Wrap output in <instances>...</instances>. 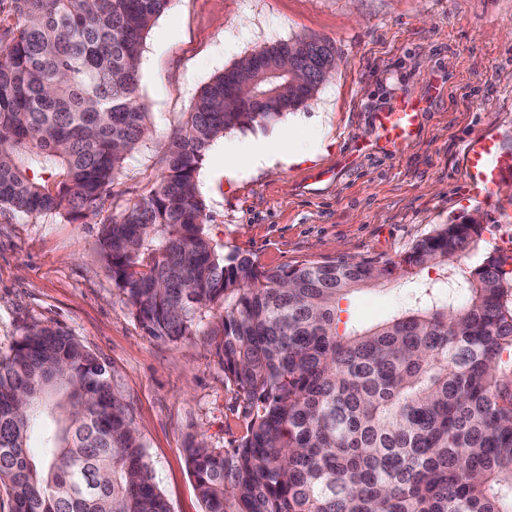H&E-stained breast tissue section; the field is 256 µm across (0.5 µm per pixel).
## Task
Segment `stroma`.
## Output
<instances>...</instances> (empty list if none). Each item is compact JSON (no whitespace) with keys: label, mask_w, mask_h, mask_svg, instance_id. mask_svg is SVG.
<instances>
[{"label":"stroma","mask_w":512,"mask_h":512,"mask_svg":"<svg viewBox=\"0 0 512 512\" xmlns=\"http://www.w3.org/2000/svg\"><path fill=\"white\" fill-rule=\"evenodd\" d=\"M331 41L340 61L306 106L265 128L226 133L228 146L301 123L298 163L210 183L197 172L217 251L265 268L399 261L436 225L477 217L480 251L512 246V174L490 202L471 199L465 142L494 135L512 153V0H171L142 46L140 100L151 134L127 160L97 213L0 215V356L26 326L68 333L104 362L132 409L152 475L171 512H203L186 461L191 438L233 448L244 408L200 337L149 335L126 307L99 252V229L146 195L164 170V145L211 78L279 41ZM422 112L396 155L377 148L374 113L399 100ZM329 179H321V172ZM394 279L342 301L372 322L407 294Z\"/></svg>","instance_id":"obj_1"}]
</instances>
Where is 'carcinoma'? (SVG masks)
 Instances as JSON below:
<instances>
[{"mask_svg": "<svg viewBox=\"0 0 512 512\" xmlns=\"http://www.w3.org/2000/svg\"><path fill=\"white\" fill-rule=\"evenodd\" d=\"M170 2L9 0L0 211L77 220L111 194L149 135L140 54ZM335 62L299 37L205 84L153 188L102 225L106 271L150 335L203 337L244 404L236 447L185 448L205 512H512V271L448 263L478 254L482 225L439 224L385 266L264 269L207 235L206 150L305 105ZM425 269L403 307L338 332L358 287ZM0 483L14 512H170L106 366L51 325L0 356Z\"/></svg>", "mask_w": 512, "mask_h": 512, "instance_id": "cac0c4a2", "label": "carcinoma"}]
</instances>
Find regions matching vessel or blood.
I'll list each match as a JSON object with an SVG mask.
<instances>
[{
    "mask_svg": "<svg viewBox=\"0 0 512 512\" xmlns=\"http://www.w3.org/2000/svg\"><path fill=\"white\" fill-rule=\"evenodd\" d=\"M419 106L403 100L388 110L375 113L373 120L384 149L397 153L417 129ZM465 181L472 199L494 198L501 187L504 172L512 170V156L501 152L494 138L485 136L469 141L464 147Z\"/></svg>",
    "mask_w": 512,
    "mask_h": 512,
    "instance_id": "1",
    "label": "vessel or blood"
}]
</instances>
